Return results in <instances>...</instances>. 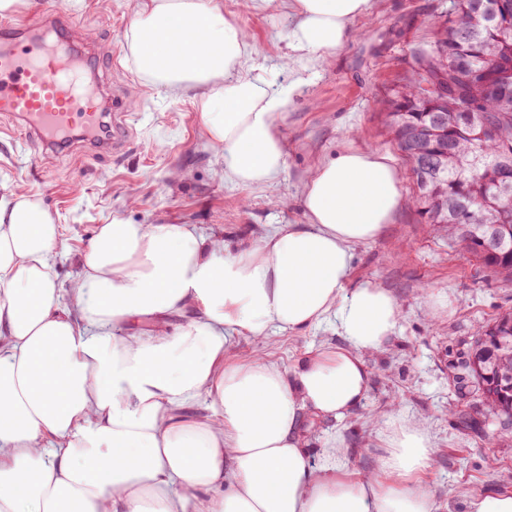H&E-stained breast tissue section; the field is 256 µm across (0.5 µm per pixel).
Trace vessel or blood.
Instances as JSON below:
<instances>
[{
	"instance_id": "vessel-or-blood-1",
	"label": "vessel or blood",
	"mask_w": 512,
	"mask_h": 512,
	"mask_svg": "<svg viewBox=\"0 0 512 512\" xmlns=\"http://www.w3.org/2000/svg\"><path fill=\"white\" fill-rule=\"evenodd\" d=\"M84 40L81 26L59 8L0 24V112L16 118L21 134L52 145L77 130L94 150L129 134L121 98L101 112L83 81L86 64L73 49Z\"/></svg>"
}]
</instances>
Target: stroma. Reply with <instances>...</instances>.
Returning <instances> with one entry per match:
<instances>
[{
    "label": "stroma",
    "mask_w": 512,
    "mask_h": 512,
    "mask_svg": "<svg viewBox=\"0 0 512 512\" xmlns=\"http://www.w3.org/2000/svg\"><path fill=\"white\" fill-rule=\"evenodd\" d=\"M138 0H22L17 13L64 9L99 51L111 55L102 75L125 99L133 129L116 153L56 151L0 135V193L41 199L61 228L66 250L57 266L68 289L81 268L78 255L97 225L120 217L134 224H196L223 231L238 244L271 224H301L300 189L308 170L347 146L392 154L405 196L415 183L380 106L401 82L412 50L435 40L431 21L448 0H374L354 34L329 63L289 68L294 19L288 0H222L224 14L245 26L262 74L294 103L280 124L286 164L272 183L242 189L224 180L222 159L209 147L194 92L172 97L144 85L127 56L126 31ZM351 286L384 288L403 305V317L383 349L368 355L370 389L344 420L308 419L311 462L321 465L329 440L343 448L351 471L371 470L384 447L376 415L399 410L424 424L433 443L423 478L435 512H465L460 490L512 491V423L491 409L463 363L479 326L512 311V284L463 254L446 230L405 205L373 241L354 248ZM439 295L428 306L423 290ZM334 321L302 334L272 335L266 344L235 338L229 355L254 352L288 369L308 351L341 345Z\"/></svg>",
    "instance_id": "1"
}]
</instances>
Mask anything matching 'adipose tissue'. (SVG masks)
Returning <instances> with one entry per match:
<instances>
[{"instance_id":"adipose-tissue-1","label":"adipose tissue","mask_w":512,"mask_h":512,"mask_svg":"<svg viewBox=\"0 0 512 512\" xmlns=\"http://www.w3.org/2000/svg\"><path fill=\"white\" fill-rule=\"evenodd\" d=\"M292 7L296 58L324 63L372 2ZM126 44L143 82L196 90L225 181L282 174L279 120L293 95L271 90L219 0H139ZM405 203L388 154L348 147L309 171L304 223L231 248L195 224L116 217L65 291L54 217L38 198L1 196L0 512H434L423 425L386 419L383 454L357 474L337 447L313 465L304 428L310 416L343 420L367 396L365 357L403 306L375 285L350 287L353 248ZM331 317L342 346L290 369L225 358L235 337L264 342ZM128 322L146 329L119 334ZM201 402L207 415H193Z\"/></svg>"}]
</instances>
